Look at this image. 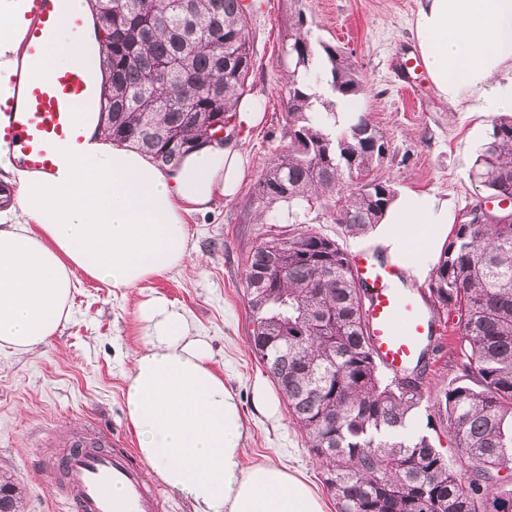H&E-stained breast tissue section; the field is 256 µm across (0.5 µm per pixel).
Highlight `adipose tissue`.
Returning a JSON list of instances; mask_svg holds the SVG:
<instances>
[{"mask_svg": "<svg viewBox=\"0 0 512 512\" xmlns=\"http://www.w3.org/2000/svg\"><path fill=\"white\" fill-rule=\"evenodd\" d=\"M24 0H0V113L19 102L12 80ZM419 50L439 94L458 101L487 91L512 68V0H420ZM42 76L78 61L95 67L94 33L60 24ZM248 166L235 144H206L160 167L88 125L86 148L55 171L17 167L0 145V171L18 185L17 206L0 218V348L47 345L71 317L76 272L132 288L181 267L187 222L238 191ZM401 224H444L448 207L427 195L402 203ZM143 347L127 375L124 404L152 476L195 512H324L309 484L285 467L244 466L247 427L237 396L211 366L207 341L184 311L153 297L139 306Z\"/></svg>", "mask_w": 512, "mask_h": 512, "instance_id": "obj_1", "label": "adipose tissue"}]
</instances>
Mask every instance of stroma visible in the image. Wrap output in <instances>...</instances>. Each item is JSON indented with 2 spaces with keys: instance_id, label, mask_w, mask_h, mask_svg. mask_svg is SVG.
I'll return each instance as SVG.
<instances>
[{
  "instance_id": "35a3bbf8",
  "label": "stroma",
  "mask_w": 512,
  "mask_h": 512,
  "mask_svg": "<svg viewBox=\"0 0 512 512\" xmlns=\"http://www.w3.org/2000/svg\"><path fill=\"white\" fill-rule=\"evenodd\" d=\"M255 5L249 23L255 65L247 84L264 102L263 120L236 129L235 139L250 160L238 194L190 219L194 249L179 269L133 288L77 273L71 318L50 344L21 354L0 348V482L16 486L17 512H68L51 489L49 469L68 437L104 430L136 448L123 390L130 358L144 342L138 306L153 296L182 308L209 342L212 367L241 404L248 430L245 465L288 467L310 483L325 512H335L307 437L251 349L253 324L244 294L246 258L267 230L256 221L253 185L272 155L288 144L283 50L291 14L303 12L322 40L352 51L367 87L357 108L371 115L388 143L376 177L390 182L399 198L417 193L447 201L448 221L433 229L432 257H439L466 211L488 197L471 176L492 130L493 115L482 97L467 95L453 104L430 79L404 85L399 63L418 50V0H255ZM283 227L316 230L350 255L387 254V236L402 231L398 224H380L349 236L318 208L294 209ZM261 388L275 411L258 409Z\"/></svg>"
}]
</instances>
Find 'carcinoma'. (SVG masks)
<instances>
[{
    "label": "carcinoma",
    "mask_w": 512,
    "mask_h": 512,
    "mask_svg": "<svg viewBox=\"0 0 512 512\" xmlns=\"http://www.w3.org/2000/svg\"><path fill=\"white\" fill-rule=\"evenodd\" d=\"M242 0H97L104 76L96 126L149 154L160 167L230 124L253 69ZM288 147L274 154L252 194L260 219L281 223L275 206H318L356 236L382 222L397 198L371 173L387 141L368 114L342 123L365 84L352 53L316 39L302 12L289 21ZM191 56L190 73L170 70ZM328 86L333 99L324 98ZM475 176L512 199V116L494 120ZM244 290L255 325L251 348L287 402L320 461L336 512H512L502 489L512 462V221L456 224L427 285L446 316L456 375L432 389L428 361L403 373L376 362L364 317L367 289L347 253L314 230L268 231L246 260ZM426 427L454 441L452 468Z\"/></svg>",
    "instance_id": "obj_1"
}]
</instances>
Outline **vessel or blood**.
Segmentation results:
<instances>
[{"instance_id": "vessel-or-blood-1", "label": "vessel or blood", "mask_w": 512, "mask_h": 512, "mask_svg": "<svg viewBox=\"0 0 512 512\" xmlns=\"http://www.w3.org/2000/svg\"><path fill=\"white\" fill-rule=\"evenodd\" d=\"M26 5L23 53L37 67L60 23L77 33L83 20L67 13L65 0H26ZM95 95L90 72L80 63L55 71L48 80L24 82L21 105L11 110L8 122H0V143L18 153L30 170H55L80 153L84 131L77 110ZM352 271L369 291L368 319L377 360L392 369L403 368L416 359L429 336L431 314L406 291L398 263L363 252L353 259ZM53 465L59 476L56 486L71 512H169L162 489L146 479L133 449L108 432L71 437Z\"/></svg>"}]
</instances>
